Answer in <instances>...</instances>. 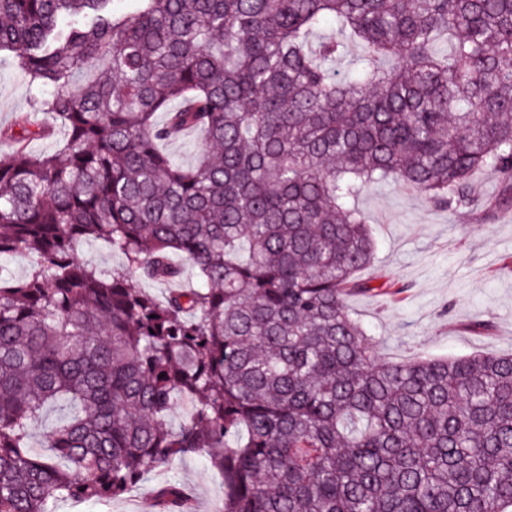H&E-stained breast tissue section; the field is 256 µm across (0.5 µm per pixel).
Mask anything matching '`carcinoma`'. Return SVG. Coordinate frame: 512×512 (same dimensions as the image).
<instances>
[{
  "instance_id": "1",
  "label": "carcinoma",
  "mask_w": 512,
  "mask_h": 512,
  "mask_svg": "<svg viewBox=\"0 0 512 512\" xmlns=\"http://www.w3.org/2000/svg\"><path fill=\"white\" fill-rule=\"evenodd\" d=\"M123 2L0 0V53L53 88L0 129V258H34L0 276V512L191 454L221 512H512V355L386 361L348 304L404 290L358 277L368 186L466 209L491 171L483 206L512 205V0ZM196 129L191 166L159 149ZM176 257L193 278L164 298L133 280L181 282ZM153 506L193 500L165 479ZM78 257L91 262L100 270L109 271L123 263V257L101 240H85L78 247ZM62 413L63 411L57 406H48L43 411L41 417L32 430L31 443L34 447L32 449L35 453L40 454L44 452L45 448H42L43 433L57 423Z\"/></svg>"
}]
</instances>
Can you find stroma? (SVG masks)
Instances as JSON below:
<instances>
[{"label": "stroma", "instance_id": "1", "mask_svg": "<svg viewBox=\"0 0 512 512\" xmlns=\"http://www.w3.org/2000/svg\"><path fill=\"white\" fill-rule=\"evenodd\" d=\"M16 74L10 58L0 59V127L19 112L33 111L44 96ZM359 207L368 215L377 242L365 279L395 282L397 297L355 294L352 311L373 329L380 358L405 362L512 353V209L461 214L392 183L371 186ZM484 323L475 331L474 323ZM167 478L192 488L194 512H219L222 479L199 455L170 463ZM157 477H148L124 498L107 503L58 501L54 512H153Z\"/></svg>", "mask_w": 512, "mask_h": 512}]
</instances>
